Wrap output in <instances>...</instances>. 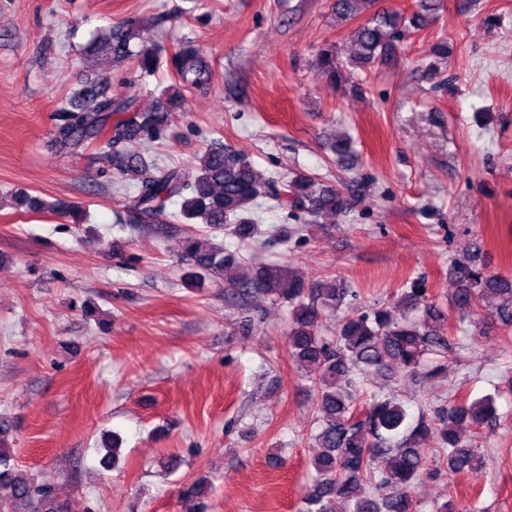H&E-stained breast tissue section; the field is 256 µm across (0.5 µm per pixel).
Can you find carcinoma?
Returning a JSON list of instances; mask_svg holds the SVG:
<instances>
[{
	"label": "carcinoma",
	"instance_id": "cac0c4a2",
	"mask_svg": "<svg viewBox=\"0 0 512 512\" xmlns=\"http://www.w3.org/2000/svg\"><path fill=\"white\" fill-rule=\"evenodd\" d=\"M376 2L332 0L336 20L354 27L346 56L335 45L321 50L316 66L322 77L342 84L357 70L383 64L397 43L427 27L444 6L443 0H416L414 11L403 15L376 10ZM136 36L135 24L128 23L103 35L100 44L113 61L134 57L141 72L151 75L159 57L154 49L133 51L131 41ZM170 65L186 86L210 80L209 64L194 46L181 47L170 56ZM86 97V107L71 113L69 122L56 130L55 141L63 147L77 146L112 127L107 141L112 164L138 184L137 195L124 209L142 222L162 216L169 202L181 198L180 223L223 228L244 245L257 233L252 209L260 197L284 209L304 210L316 220L349 208L347 196L334 186L302 172L280 180L266 177L251 162L222 147L204 150L192 168L155 170L141 156L127 152L125 144L161 138L178 98L126 118L132 108L129 101L104 96L93 87L86 90ZM28 204L34 211L48 206L37 197L29 198ZM48 207L68 215L74 224L83 221L75 205L58 201ZM183 250L193 268L211 277L224 276V268L239 261L237 254L194 234L184 237ZM448 275L456 284L450 307L481 306L490 318L512 325V277L489 273L473 256L453 262ZM232 285L237 296L254 294L288 305L289 356L308 373L317 394L318 425L310 455L315 476L299 512H336L338 503L343 512H415L410 492L423 478L427 462L450 472L481 466V454L463 439V432L496 414L494 397L471 401L465 396L435 417L422 416L411 423L397 395L368 392L357 385V378L371 372L408 387L447 372L448 310L428 302L423 289L414 285L405 289L397 313L378 307L346 314L336 339L329 343L319 336L318 327L343 305L348 293L343 286L307 283L285 263L243 267ZM379 457L387 459L382 472L373 467ZM0 512H68V505L50 485L38 483L19 466L10 449L1 447Z\"/></svg>",
	"mask_w": 512,
	"mask_h": 512
}]
</instances>
